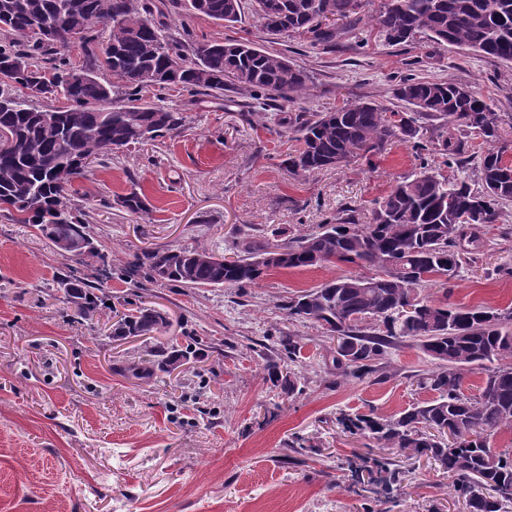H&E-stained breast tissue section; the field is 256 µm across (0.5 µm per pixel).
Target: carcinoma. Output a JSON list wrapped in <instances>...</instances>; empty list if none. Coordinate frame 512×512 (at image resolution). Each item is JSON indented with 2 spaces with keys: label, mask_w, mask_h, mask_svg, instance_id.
I'll list each match as a JSON object with an SVG mask.
<instances>
[{
  "label": "carcinoma",
  "mask_w": 512,
  "mask_h": 512,
  "mask_svg": "<svg viewBox=\"0 0 512 512\" xmlns=\"http://www.w3.org/2000/svg\"><path fill=\"white\" fill-rule=\"evenodd\" d=\"M0 0V212L26 224L62 257L104 258L95 244L87 214L71 198L72 180L96 160L136 144L174 133L183 117L143 98L147 88L177 87L191 96L246 90L256 99L294 102L308 90V73L288 57L235 39L184 45L162 21L166 11L201 13L224 25L239 22L243 0ZM359 0H252L267 33L288 38L304 35L313 45L333 43L347 29ZM276 10L279 27L267 23ZM51 18L61 33L77 34L82 69L89 78L72 83L75 66L69 43L44 42L33 27ZM109 28L101 43L99 27ZM378 35L390 46L425 37L439 46L465 47L482 56L512 62V0H383ZM183 66L170 70L171 62ZM106 70L114 81L99 77ZM53 74L43 98L62 97L64 106H42L22 94L29 84ZM396 97L411 112H390L359 102L333 112H299L289 121L299 148L289 167L311 173L336 165V158L379 153L396 137L414 140L427 152L419 171L402 178L374 203L369 222L359 223L357 209L318 230L288 237L283 228L271 235L240 233L228 251L232 258L195 247L155 248L136 257L133 267L155 283L190 288H244L273 268L348 263L373 269L334 278L289 298L288 316L320 324L336 341L337 377H364L377 371L386 349L403 338L418 341L438 361L420 385L435 392L430 402L386 417L340 413L342 430L380 448L425 455L454 478L457 493L470 512H505L512 504V459L490 455L489 437L512 429V311L458 309L420 297L431 278L450 281L475 261L462 241L487 224L497 223L502 205L512 202V162L496 147L499 116L478 93L454 83L414 77L401 81ZM430 136L423 138L426 123ZM453 123L459 137L448 135ZM482 138L490 144L478 159V183L453 182L435 172L429 158L452 160L460 143ZM127 212L148 211L146 199L133 190L121 200ZM75 319H93L104 297L88 279L59 281ZM416 308L405 321L400 308ZM159 310L139 305L115 313L108 337L154 336L167 326ZM285 357L269 358L264 370L273 386L292 395L298 379L288 372L301 342L281 340ZM200 353L192 348L150 346L125 361L120 370L137 380L171 375ZM474 364L486 371L478 394L461 392L462 375ZM375 482L387 491L403 471L375 459Z\"/></svg>",
  "instance_id": "cac0c4a2"
}]
</instances>
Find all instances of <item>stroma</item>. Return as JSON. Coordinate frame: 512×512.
<instances>
[{"mask_svg": "<svg viewBox=\"0 0 512 512\" xmlns=\"http://www.w3.org/2000/svg\"><path fill=\"white\" fill-rule=\"evenodd\" d=\"M382 0H364L351 30L332 46L301 36L272 39L252 10L226 28L201 14L175 15L174 28L233 38L284 52L310 74L300 100L261 106L246 93L190 97L150 89L147 101L181 112V133L156 138L91 164L70 192L91 217V231L112 270L108 300L93 322L73 319L57 286L98 261L67 260L31 228L0 214V512H467L447 473L427 458L369 448L344 433L339 413L390 416L434 392L418 384L437 363L404 339L378 373L337 381L334 343L315 323L289 318L290 297L354 272L351 264L273 269L247 288L134 287L124 270L150 248L195 246L224 253L240 227L287 228L300 236L346 206L367 217L419 160L395 139L376 155L336 168L288 172L295 146L282 119L374 101L399 112L394 90L407 77L480 92L500 117L505 159H512V63L427 40L390 46L377 36ZM143 193L147 213L120 205ZM475 263L424 296L457 307L512 309V204L484 227ZM146 304L168 325L155 343L202 344L204 359L142 381L116 364L139 356L144 339L105 335L114 312ZM298 337L289 368L302 383L294 397L267 379V358ZM311 446L295 455L292 435ZM385 457L407 477L391 497L353 484L349 462Z\"/></svg>", "mask_w": 512, "mask_h": 512, "instance_id": "1", "label": "stroma"}]
</instances>
